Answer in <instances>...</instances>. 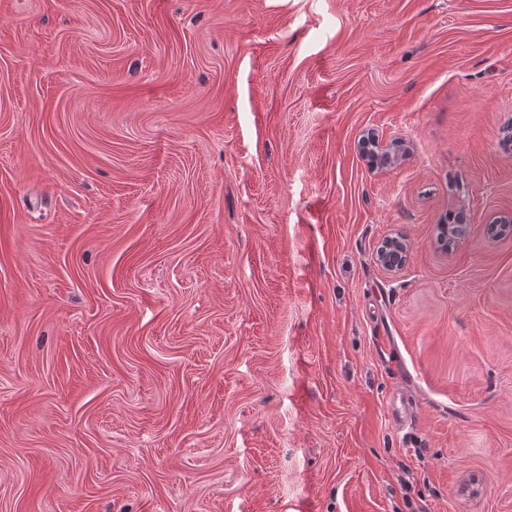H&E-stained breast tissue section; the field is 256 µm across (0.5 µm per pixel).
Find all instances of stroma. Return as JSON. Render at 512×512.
Listing matches in <instances>:
<instances>
[{
    "label": "stroma",
    "instance_id": "stroma-1",
    "mask_svg": "<svg viewBox=\"0 0 512 512\" xmlns=\"http://www.w3.org/2000/svg\"><path fill=\"white\" fill-rule=\"evenodd\" d=\"M510 129L512 0H0V512H512ZM409 247L402 236L388 237L378 246L375 260L389 272L401 270L408 261Z\"/></svg>",
    "mask_w": 512,
    "mask_h": 512
}]
</instances>
